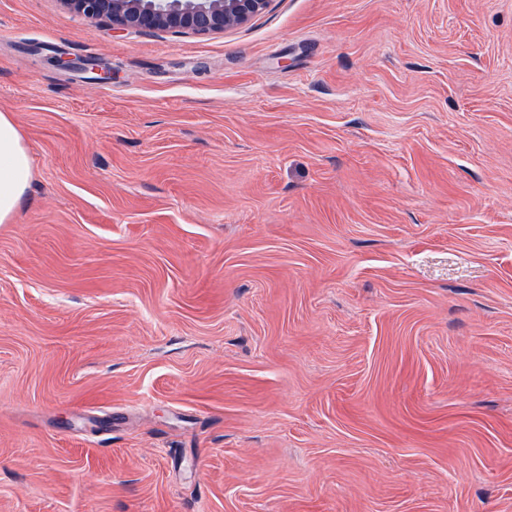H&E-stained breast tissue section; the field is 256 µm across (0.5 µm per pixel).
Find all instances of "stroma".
I'll return each instance as SVG.
<instances>
[{
  "mask_svg": "<svg viewBox=\"0 0 512 512\" xmlns=\"http://www.w3.org/2000/svg\"><path fill=\"white\" fill-rule=\"evenodd\" d=\"M0 112V512H512V0H0ZM113 30L192 31L206 34L241 25L265 11L272 0H61ZM32 162L9 114L0 113V223L10 221L30 186Z\"/></svg>",
  "mask_w": 512,
  "mask_h": 512,
  "instance_id": "obj_1",
  "label": "stroma"
}]
</instances>
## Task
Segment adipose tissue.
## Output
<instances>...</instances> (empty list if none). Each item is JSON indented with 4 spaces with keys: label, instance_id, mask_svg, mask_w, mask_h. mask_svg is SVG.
<instances>
[{
    "label": "adipose tissue",
    "instance_id": "ef3b65f1",
    "mask_svg": "<svg viewBox=\"0 0 512 512\" xmlns=\"http://www.w3.org/2000/svg\"><path fill=\"white\" fill-rule=\"evenodd\" d=\"M32 162L9 114L0 113V223L10 221L30 186Z\"/></svg>",
    "mask_w": 512,
    "mask_h": 512
}]
</instances>
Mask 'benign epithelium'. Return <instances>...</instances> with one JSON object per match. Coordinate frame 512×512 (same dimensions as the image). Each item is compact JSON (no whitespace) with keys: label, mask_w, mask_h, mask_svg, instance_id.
<instances>
[{"label":"benign epithelium","mask_w":512,"mask_h":512,"mask_svg":"<svg viewBox=\"0 0 512 512\" xmlns=\"http://www.w3.org/2000/svg\"><path fill=\"white\" fill-rule=\"evenodd\" d=\"M68 9L111 29L192 31L206 34L241 25L271 0H62Z\"/></svg>","instance_id":"benign-epithelium-1"}]
</instances>
